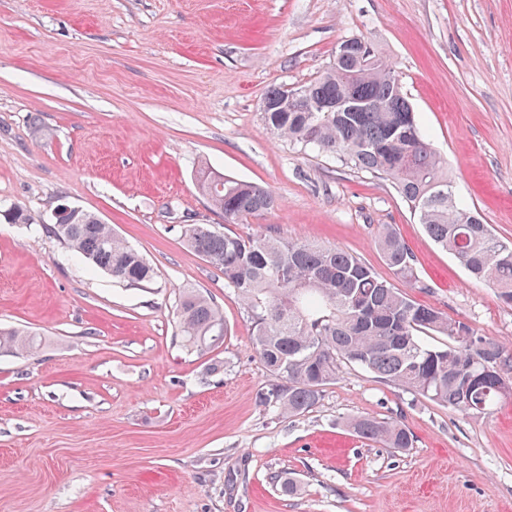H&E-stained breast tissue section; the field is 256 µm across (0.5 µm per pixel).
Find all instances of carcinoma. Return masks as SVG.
Here are the masks:
<instances>
[{
    "label": "carcinoma",
    "mask_w": 512,
    "mask_h": 512,
    "mask_svg": "<svg viewBox=\"0 0 512 512\" xmlns=\"http://www.w3.org/2000/svg\"><path fill=\"white\" fill-rule=\"evenodd\" d=\"M300 89L313 102L349 96L359 106L350 112H296L278 87L265 97L271 109L261 113L264 128L390 181L433 241L512 304V241L496 237L480 213L453 193L440 155L410 111L398 71L377 45L347 47ZM197 187L226 224L278 205L262 186L208 167L200 169ZM0 220L34 223L19 207L0 209ZM44 228L119 283L142 287L155 277L152 265L91 212L74 209ZM182 234L190 249L222 272L224 287L243 305L254 349L277 379L261 393L260 403L278 415L295 416L315 406L343 362L469 418L512 397V353L502 344L412 300L345 249L243 239L212 224H185ZM378 245L394 273L417 285L413 254L397 232L385 228ZM176 311L182 346L189 351L202 353L227 335L222 311L194 288L179 292ZM428 334L445 336L448 344L423 343L420 336ZM41 344L33 331L0 330L1 352L34 354ZM345 426L387 448L413 447L412 433L397 420L356 416Z\"/></svg>",
    "instance_id": "cac0c4a2"
}]
</instances>
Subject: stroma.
<instances>
[{
    "label": "stroma",
    "mask_w": 512,
    "mask_h": 512,
    "mask_svg": "<svg viewBox=\"0 0 512 512\" xmlns=\"http://www.w3.org/2000/svg\"><path fill=\"white\" fill-rule=\"evenodd\" d=\"M353 35L395 64L460 198L512 239V0H0V207L83 208L155 270L125 286L41 227L0 223V328L45 338L0 353V512H512V398L467 418L347 363L279 417L239 301L180 236L225 225L196 186L208 163L280 200L232 233L339 247L400 289L378 247L393 227L422 282L409 296L512 348V305L390 182L264 128L268 92ZM185 286L224 312L204 355L177 334ZM352 416L401 421L413 448L353 435Z\"/></svg>",
    "instance_id": "35a3bbf8"
}]
</instances>
